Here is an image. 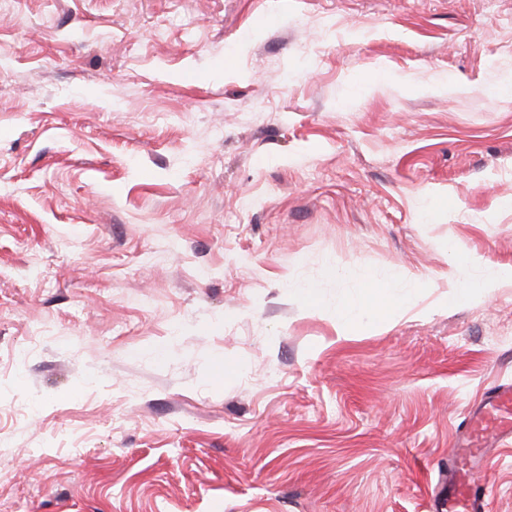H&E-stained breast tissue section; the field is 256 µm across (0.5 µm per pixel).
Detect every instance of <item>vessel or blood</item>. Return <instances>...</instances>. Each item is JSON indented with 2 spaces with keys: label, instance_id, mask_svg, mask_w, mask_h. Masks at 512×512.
<instances>
[{
  "label": "vessel or blood",
  "instance_id": "vessel-or-blood-1",
  "mask_svg": "<svg viewBox=\"0 0 512 512\" xmlns=\"http://www.w3.org/2000/svg\"><path fill=\"white\" fill-rule=\"evenodd\" d=\"M495 440L504 444L512 440L511 382L493 385L468 410L457 442L448 452L444 512H484L486 487L476 471Z\"/></svg>",
  "mask_w": 512,
  "mask_h": 512
}]
</instances>
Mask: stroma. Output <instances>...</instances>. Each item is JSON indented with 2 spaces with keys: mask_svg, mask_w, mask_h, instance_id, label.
I'll return each mask as SVG.
<instances>
[{
  "mask_svg": "<svg viewBox=\"0 0 512 512\" xmlns=\"http://www.w3.org/2000/svg\"><path fill=\"white\" fill-rule=\"evenodd\" d=\"M507 86L512 0H0V512H435L512 380L448 281L512 270ZM407 302L392 296L384 286L370 285L366 289L363 306L370 312L374 320H385L404 309Z\"/></svg>",
  "mask_w": 512,
  "mask_h": 512,
  "instance_id": "obj_1",
  "label": "stroma"
}]
</instances>
